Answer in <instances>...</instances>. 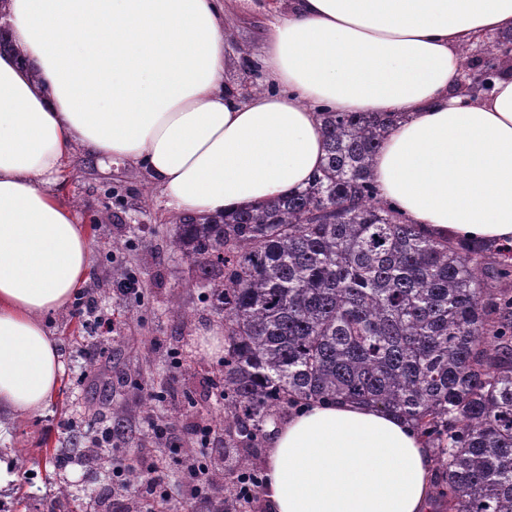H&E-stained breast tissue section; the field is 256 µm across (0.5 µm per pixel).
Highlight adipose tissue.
Here are the masks:
<instances>
[{
    "label": "adipose tissue",
    "instance_id": "ef3b65f1",
    "mask_svg": "<svg viewBox=\"0 0 512 512\" xmlns=\"http://www.w3.org/2000/svg\"><path fill=\"white\" fill-rule=\"evenodd\" d=\"M224 0H0V412H42L63 365L47 331L85 283L91 241L51 185L75 150L132 163L178 216H220L305 184L322 114L395 113L383 201L441 239L512 247V71L458 96L460 50L512 31V0H288L224 81ZM270 512H433L435 467L402 419L313 402L268 427Z\"/></svg>",
    "mask_w": 512,
    "mask_h": 512
}]
</instances>
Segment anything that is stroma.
<instances>
[{"mask_svg":"<svg viewBox=\"0 0 512 512\" xmlns=\"http://www.w3.org/2000/svg\"><path fill=\"white\" fill-rule=\"evenodd\" d=\"M269 0H231L227 19L234 56L225 79L254 92L263 85L258 71L235 59L241 49L258 52L263 8ZM52 190L76 206L91 240V271L80 288L100 312L111 316V335L95 337L76 313V303L47 316L59 346L64 373L48 408L37 415L0 423V456L20 454L16 483L0 490V512H46L58 493H66L73 512L118 477V506L137 504L140 512H211L195 494L179 458L196 448L198 425L211 422L224 402L212 386L223 353L207 351L208 337L223 335L203 290L190 287L192 266L171 244L176 215L158 188L139 168L75 155L63 180ZM135 277L138 293L119 296L117 281ZM120 419H113V411ZM112 422L123 435L120 447L105 451L106 467L51 466L47 455L58 448H80L97 424ZM169 426L166 447L155 445L154 427ZM151 473L169 494L168 501L146 494L131 472Z\"/></svg>","mask_w":512,"mask_h":512,"instance_id":"1","label":"stroma"}]
</instances>
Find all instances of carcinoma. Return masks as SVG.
Wrapping results in <instances>:
<instances>
[{
	"instance_id": "cac0c4a2",
	"label": "carcinoma",
	"mask_w": 512,
	"mask_h": 512,
	"mask_svg": "<svg viewBox=\"0 0 512 512\" xmlns=\"http://www.w3.org/2000/svg\"><path fill=\"white\" fill-rule=\"evenodd\" d=\"M512 61V34L462 49L461 92ZM394 119L326 112V158L303 188L222 217H184L172 242L224 323L217 426L241 443L278 410L356 400L405 419L433 450L443 512H512V292L486 248L438 242L378 198Z\"/></svg>"
}]
</instances>
